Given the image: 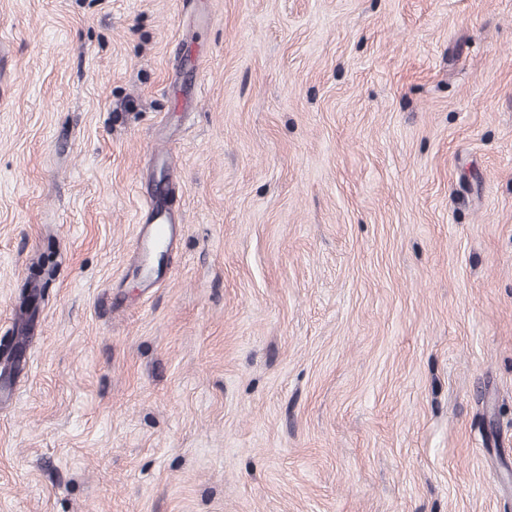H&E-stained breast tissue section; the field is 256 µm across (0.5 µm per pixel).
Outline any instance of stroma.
<instances>
[{
	"label": "stroma",
	"mask_w": 512,
	"mask_h": 512,
	"mask_svg": "<svg viewBox=\"0 0 512 512\" xmlns=\"http://www.w3.org/2000/svg\"><path fill=\"white\" fill-rule=\"evenodd\" d=\"M21 336L0 512H512V0H0ZM152 212L153 224L140 226L139 238L141 250L146 246L153 247L158 242L172 243L177 235L179 222L178 215L168 209L166 202L161 196H155L148 202Z\"/></svg>",
	"instance_id": "stroma-1"
}]
</instances>
